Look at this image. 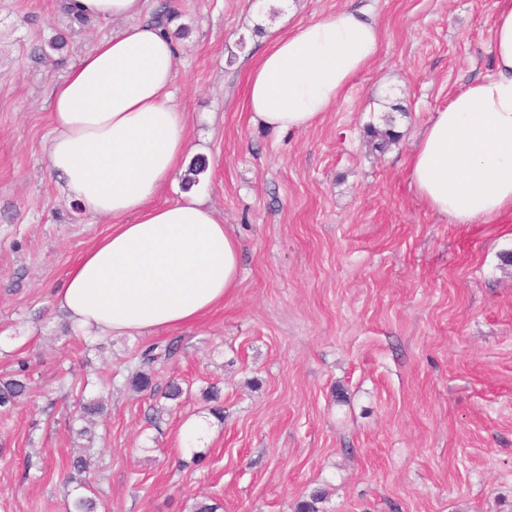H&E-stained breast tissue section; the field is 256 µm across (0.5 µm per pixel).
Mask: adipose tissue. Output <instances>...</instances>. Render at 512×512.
Listing matches in <instances>:
<instances>
[{"instance_id":"1","label":"adipose tissue","mask_w":512,"mask_h":512,"mask_svg":"<svg viewBox=\"0 0 512 512\" xmlns=\"http://www.w3.org/2000/svg\"><path fill=\"white\" fill-rule=\"evenodd\" d=\"M74 15L124 20L50 92L45 151L62 194L107 234L71 264L55 295L76 332L172 329L221 307L240 279V246L194 193L154 199L191 149L172 101L177 43L145 19L147 0H62ZM371 12L346 9L273 37L249 63L246 102L262 126H312L375 59ZM494 69L434 112L409 156L410 187L453 224L512 214V0H499Z\"/></svg>"}]
</instances>
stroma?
<instances>
[{"label":"stroma","instance_id":"35a3bbf8","mask_svg":"<svg viewBox=\"0 0 512 512\" xmlns=\"http://www.w3.org/2000/svg\"><path fill=\"white\" fill-rule=\"evenodd\" d=\"M497 0H173L187 33L174 101L195 149L158 195L204 196L241 246V282L196 323L70 336L53 294L107 233L50 173L51 87L121 21L70 28L59 0H0V376L30 366L32 393L0 417V512H65L62 478L89 447L99 512H512V216L452 224L412 192L407 161L433 112L493 70ZM371 9L380 51L308 129L252 122L246 64L271 28ZM66 35L67 52L48 42ZM396 118L377 151L368 126ZM206 167L191 175L193 161ZM178 342L133 391L145 345ZM223 389L224 418L183 448V420ZM102 398L91 441L69 427L77 394Z\"/></svg>","mask_w":512,"mask_h":512}]
</instances>
